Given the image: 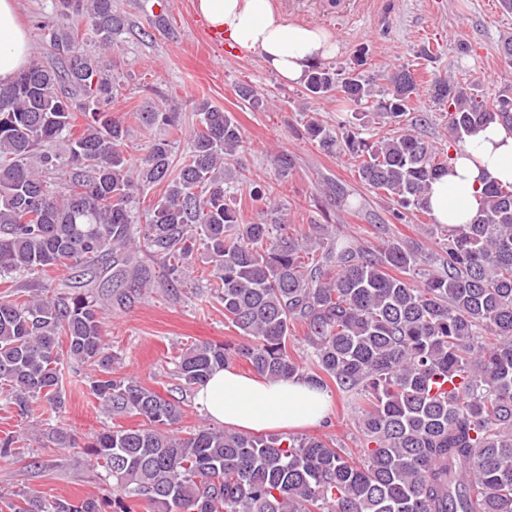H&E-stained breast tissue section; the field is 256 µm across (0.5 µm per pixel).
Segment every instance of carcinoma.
<instances>
[{"instance_id": "carcinoma-1", "label": "carcinoma", "mask_w": 512, "mask_h": 512, "mask_svg": "<svg viewBox=\"0 0 512 512\" xmlns=\"http://www.w3.org/2000/svg\"><path fill=\"white\" fill-rule=\"evenodd\" d=\"M49 46L57 65L32 61L0 84V282L31 271L66 270L70 291L0 296V393L28 416L39 400L65 412L64 358L98 369L90 389L112 416L140 424L104 430L83 446L104 464L112 495L51 501L34 492L9 512H512V186L486 185L469 224H436L439 251L401 239L365 246L326 224L296 228L241 223L236 184L268 202L269 189L241 172V126L207 101L178 168L172 145L153 142L138 163L127 155L124 122L107 110L114 86L101 58L70 26L84 18L98 47L112 51L125 29L113 0H58ZM319 63L304 83L321 98L376 109L394 122L390 137L369 140L356 127L318 121L307 134L348 154L360 181L384 191L407 218L424 208L430 182L451 156L418 132L420 84L400 69L375 98L359 70ZM430 98L448 106V136L458 148L495 120L512 126V88L492 100L459 82L435 80ZM85 124L75 130V113ZM146 127L179 130L175 108L135 113ZM61 142L65 149L53 145ZM281 178L294 168L279 150ZM164 185L143 226L132 203ZM212 264L210 294L240 333L238 343H196L178 356V390L190 391L236 361L271 380L303 376L359 411V457L318 436L254 434L202 425L181 435L182 400L114 375L104 339L106 290L128 308L153 287L151 261L168 266L175 295L195 245ZM304 328L309 367L290 348ZM57 448H77L52 428ZM22 438H0L12 460Z\"/></svg>"}]
</instances>
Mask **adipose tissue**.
<instances>
[{
  "label": "adipose tissue",
  "instance_id": "1",
  "mask_svg": "<svg viewBox=\"0 0 512 512\" xmlns=\"http://www.w3.org/2000/svg\"><path fill=\"white\" fill-rule=\"evenodd\" d=\"M199 19L220 32L239 55L258 57L284 82L302 83L311 67L335 56L339 42L328 30L287 22L272 0H195ZM32 58L17 0H0V82L6 83ZM512 184V128L495 122L471 135L435 180L425 205L440 224L469 223L479 210L485 183ZM197 405L213 422L232 431H295L323 424L329 395L292 378L274 382L227 366L195 390Z\"/></svg>",
  "mask_w": 512,
  "mask_h": 512
}]
</instances>
